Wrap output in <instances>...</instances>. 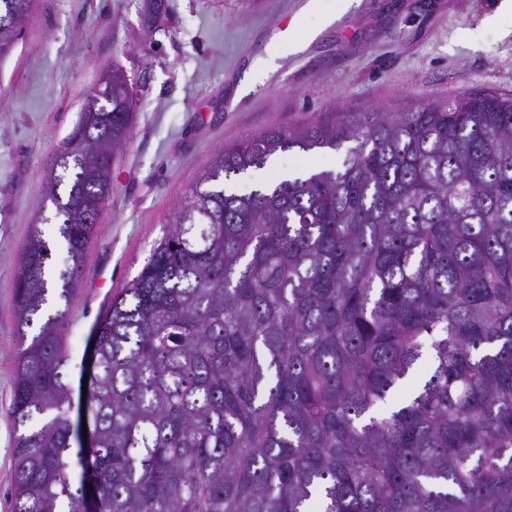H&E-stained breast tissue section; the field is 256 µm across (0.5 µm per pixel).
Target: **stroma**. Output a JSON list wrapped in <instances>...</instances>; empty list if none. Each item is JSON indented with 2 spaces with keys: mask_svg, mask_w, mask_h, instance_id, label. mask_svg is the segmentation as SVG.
Returning a JSON list of instances; mask_svg holds the SVG:
<instances>
[{
  "mask_svg": "<svg viewBox=\"0 0 512 512\" xmlns=\"http://www.w3.org/2000/svg\"><path fill=\"white\" fill-rule=\"evenodd\" d=\"M37 0L0 59V512L8 497V413L20 337L13 285L45 173L106 69L136 101L112 166L62 334L79 386L93 327L142 269L177 204L224 146L334 112H405L464 94L512 95V19L497 0ZM295 31V45L278 44ZM279 45L275 63L267 50ZM328 149L276 153L238 190L334 167Z\"/></svg>",
  "mask_w": 512,
  "mask_h": 512,
  "instance_id": "1",
  "label": "stroma"
}]
</instances>
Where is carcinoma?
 <instances>
[{
    "instance_id": "obj_1",
    "label": "carcinoma",
    "mask_w": 512,
    "mask_h": 512,
    "mask_svg": "<svg viewBox=\"0 0 512 512\" xmlns=\"http://www.w3.org/2000/svg\"><path fill=\"white\" fill-rule=\"evenodd\" d=\"M35 0L0 30L8 55ZM79 112L14 283L12 512H512V97L264 131L220 151L97 324L70 477L67 310L134 96ZM341 163L263 184L277 152ZM432 372L375 408L422 356Z\"/></svg>"
}]
</instances>
